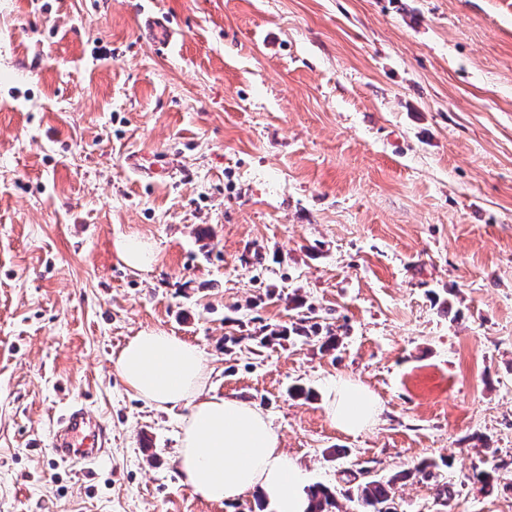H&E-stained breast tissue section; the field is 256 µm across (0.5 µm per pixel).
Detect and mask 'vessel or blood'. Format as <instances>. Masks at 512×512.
Instances as JSON below:
<instances>
[{
	"label": "vessel or blood",
	"instance_id": "obj_1",
	"mask_svg": "<svg viewBox=\"0 0 512 512\" xmlns=\"http://www.w3.org/2000/svg\"><path fill=\"white\" fill-rule=\"evenodd\" d=\"M110 442V428L82 405L74 404L58 416L51 446L60 460L93 463L105 456Z\"/></svg>",
	"mask_w": 512,
	"mask_h": 512
}]
</instances>
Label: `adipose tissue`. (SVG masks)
<instances>
[{
	"instance_id": "ef3b65f1",
	"label": "adipose tissue",
	"mask_w": 512,
	"mask_h": 512,
	"mask_svg": "<svg viewBox=\"0 0 512 512\" xmlns=\"http://www.w3.org/2000/svg\"><path fill=\"white\" fill-rule=\"evenodd\" d=\"M115 369L145 402L188 406L177 464L193 494L219 503L253 495L270 512H308L307 473L281 450L270 422L252 403L209 395V369L197 346L163 330L142 331L117 353ZM327 412L338 428L360 431L374 421L379 403L342 384L330 391Z\"/></svg>"
}]
</instances>
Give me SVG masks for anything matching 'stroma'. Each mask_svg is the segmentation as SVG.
<instances>
[{"label": "stroma", "mask_w": 512, "mask_h": 512, "mask_svg": "<svg viewBox=\"0 0 512 512\" xmlns=\"http://www.w3.org/2000/svg\"><path fill=\"white\" fill-rule=\"evenodd\" d=\"M151 329L342 512L420 466L397 512H512V0H0V512H259L184 486L187 407L120 379ZM74 403L112 431L85 469L50 452ZM116 256L126 265L134 268H148L155 260L152 243L135 237L117 239L114 243ZM327 412L338 428L350 432L360 431L374 421L379 413V403L368 392L342 384L330 391ZM368 470H361L362 480L355 485V498L358 512H392L386 507L392 500L394 487L398 481L411 476V472H398L388 478H372Z\"/></svg>", "instance_id": "stroma-1"}]
</instances>
